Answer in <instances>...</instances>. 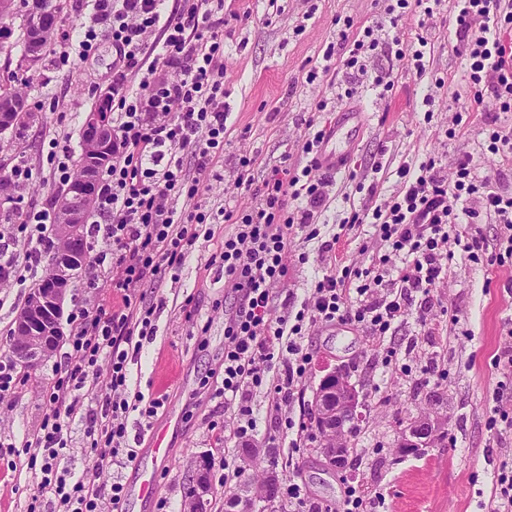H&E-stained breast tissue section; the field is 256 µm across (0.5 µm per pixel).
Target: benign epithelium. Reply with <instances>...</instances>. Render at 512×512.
<instances>
[{"label": "benign epithelium", "mask_w": 512, "mask_h": 512, "mask_svg": "<svg viewBox=\"0 0 512 512\" xmlns=\"http://www.w3.org/2000/svg\"><path fill=\"white\" fill-rule=\"evenodd\" d=\"M83 128V167L75 187L58 200V250L50 257L42 286L33 290L15 319L12 353L32 368L50 354L62 336L67 290L88 261L83 237L85 212L93 203L99 173L112 162L114 135L107 105L86 113ZM358 407L359 392L342 374L333 369L320 379L315 394V415L324 431L320 453L333 465L347 463L345 434L359 417ZM443 433L437 420L421 416L402 433L399 451L408 454L430 447ZM209 467L210 461L203 455L194 461L187 484L190 512H208L210 489L205 473Z\"/></svg>", "instance_id": "1"}]
</instances>
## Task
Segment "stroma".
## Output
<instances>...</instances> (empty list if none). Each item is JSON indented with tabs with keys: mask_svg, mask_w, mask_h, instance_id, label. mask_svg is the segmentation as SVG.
I'll return each instance as SVG.
<instances>
[{
	"mask_svg": "<svg viewBox=\"0 0 512 512\" xmlns=\"http://www.w3.org/2000/svg\"><path fill=\"white\" fill-rule=\"evenodd\" d=\"M31 7L32 0H14L12 15L0 19V86L19 88L36 115L23 138L0 136V168L10 169L20 155L33 170L32 180L0 204V225L19 224L29 212L55 208L60 189L51 176L55 146L66 145L73 157L80 153L78 132L85 114L111 85L118 64L112 35L102 29L97 50L88 58L74 56L61 67L47 54L35 66L22 68L21 25ZM224 13L229 17L224 156L208 169L196 198L212 235L199 238L180 267L159 280L146 278L139 289L145 301L161 308L155 337L128 366L129 390L148 398L165 395V406L149 423L138 412L128 414L126 445L137 456L103 472L96 467V454L85 446L83 422H72L61 470L98 483H121L123 512H188L190 467L201 455L211 461L209 512H238L241 498L251 499L255 512H286L283 497L269 503L260 495L262 475L269 471L283 481L295 478L320 505L338 503L349 479L364 491V512H487L498 474L512 470V417L493 419L501 401L512 400V375L494 366L505 343L502 328L512 319V294L506 290L512 281L510 258L503 266L490 267L456 253L447 279L432 290L439 302L431 311L437 324L422 319L416 296L408 317L382 342L338 324H318L302 336L300 343L314 360L287 414L308 423L321 376L333 367L346 373L359 392L362 414L349 433L346 470L331 468L312 440L297 444L295 432L285 430L282 414L261 392L251 397L256 431L245 440L232 438L235 414L215 394L224 371V313L233 308L234 299L224 292L222 267L210 258L232 230L224 221L225 211L242 213L251 204L250 194L237 185L244 171L240 157L251 158L244 172L257 185L273 168L302 169L308 124L332 126L350 113L359 125L340 136L338 144L358 178L377 183L382 197L398 190L393 172L406 162L432 158L448 167L457 155L469 152L481 174L494 175L499 158L481 148L485 135L480 115L468 114L458 137L445 136L457 110L452 94L467 85L465 63L452 50V13L442 11L432 21L429 68L423 76L412 73L406 61L379 54L368 60L367 76L321 77L312 83L307 73L321 62L327 46L337 42L338 20H352L357 31L379 26L406 42L415 36L416 17L408 13L391 25L374 0H224ZM382 72L391 73L392 91L382 92L373 84V75ZM439 78L445 81L440 89L434 85ZM322 100L327 108L321 112L316 105ZM376 163L382 164L381 172L373 171ZM333 182L330 206L316 221L318 238L307 240L298 225L291 230L288 275L275 291L271 321L295 314L314 277L326 272L319 257L323 242L336 240L337 254L363 269L372 267L383 249L372 225L341 227L352 210L366 204L367 192L357 191L344 171ZM98 275L95 287L88 273L75 279L65 316L82 311L93 315L99 307H111V274L104 268ZM41 279L37 273L0 287V359L12 360L13 322ZM452 315L458 325L449 324ZM68 349L60 343L33 369L18 365L20 384L0 399V441L6 444L0 451V512H27L38 477L16 466L8 446L22 444L50 412L45 391ZM430 361L440 366L442 377L419 382L421 366ZM422 415L438 420L444 436L419 453H399L404 428ZM156 432L162 436V450L154 455L148 447ZM228 457L245 474L227 490L218 477ZM147 479L154 489L144 497L139 487Z\"/></svg>",
	"mask_w": 512,
	"mask_h": 512,
	"instance_id": "1",
	"label": "stroma"
}]
</instances>
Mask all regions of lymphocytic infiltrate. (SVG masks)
<instances>
[{
    "mask_svg": "<svg viewBox=\"0 0 512 512\" xmlns=\"http://www.w3.org/2000/svg\"><path fill=\"white\" fill-rule=\"evenodd\" d=\"M223 10L224 0H176L172 6L166 0H93L76 43L51 49L59 63L74 54L89 56L98 28L107 27L120 56L112 78L118 147L98 186L95 210L107 221L112 286L121 303L74 317L66 367L57 371L46 393L52 409L23 444L28 468L41 473L32 502L53 495L60 512H119L124 497L121 483L106 486L59 472L71 421H84L87 445L106 470L118 454L130 460L136 456L135 449L123 446L127 414L136 411L148 421L165 406L163 399L128 392V365L156 334L157 308L138 299L136 291L147 275L162 276L186 259L200 237L197 226L205 221L204 214L177 210L174 203L193 201L202 178L224 154ZM453 16V51L465 60L471 85L461 109L482 112L488 149L507 160V168L491 177L480 175L467 153L456 157L451 176L431 159L399 166L397 193L371 212L389 253L380 256L377 270L346 265L323 275L291 323H271L270 305L287 273L293 225L311 226L330 200L329 180L312 176L320 168L326 129L303 143L309 161L301 173L274 169L252 190L255 204L248 213L226 211L224 220L234 229L225 234L218 258L224 286L237 305L224 317V377L215 394L238 416L236 438L249 437L257 428L249 390L266 391L275 407L290 405L313 360L299 343L304 325L349 324L380 339L405 320L411 292L423 294L425 310L434 308L432 289L446 276L456 251L489 266L512 257V235L491 251L475 230L485 220L512 224V125L502 119L512 112V54L504 43L512 32V0H455ZM416 41L407 54L392 50L371 26L354 39L340 32L336 48L324 52L320 71L306 79L339 67L364 74L366 58L389 51L423 75L428 38L420 34ZM489 97L495 102L491 111L484 107ZM188 150L198 159L192 171L184 166ZM49 222V212L39 211L19 227L0 228V286L36 273ZM19 236L24 239L20 251L12 247ZM394 254L401 258L395 269L389 266ZM388 278L397 291L379 295ZM275 359L280 362L276 370L270 367ZM102 377L108 391L98 413L85 401ZM283 496L305 512H360L363 506L359 486L351 483L333 507L308 504L305 490L292 480L285 483Z\"/></svg>",
    "mask_w": 512,
    "mask_h": 512,
    "instance_id": "1",
    "label": "lymphocytic infiltrate"
}]
</instances>
